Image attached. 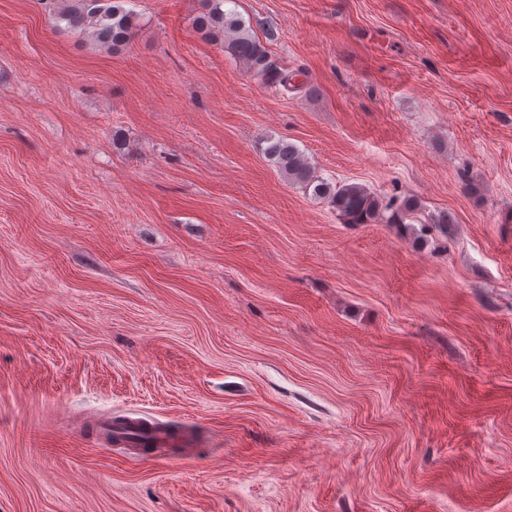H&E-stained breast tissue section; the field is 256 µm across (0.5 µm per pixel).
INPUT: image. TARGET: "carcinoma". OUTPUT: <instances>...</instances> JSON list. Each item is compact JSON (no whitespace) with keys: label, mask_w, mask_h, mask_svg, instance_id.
Segmentation results:
<instances>
[{"label":"carcinoma","mask_w":512,"mask_h":512,"mask_svg":"<svg viewBox=\"0 0 512 512\" xmlns=\"http://www.w3.org/2000/svg\"><path fill=\"white\" fill-rule=\"evenodd\" d=\"M127 0H59L53 23L58 29L74 33L96 45L118 50L128 45L134 35ZM228 0H205V9L192 26L214 42L224 44L229 54L266 82L296 89L297 72L276 66L267 48L252 34L245 21L233 10L225 8ZM263 153L266 159L292 184L325 201L344 224H405L412 202L392 209L391 205L370 189L357 183L339 186L317 174L316 168L300 149L284 138H268Z\"/></svg>","instance_id":"obj_1"}]
</instances>
